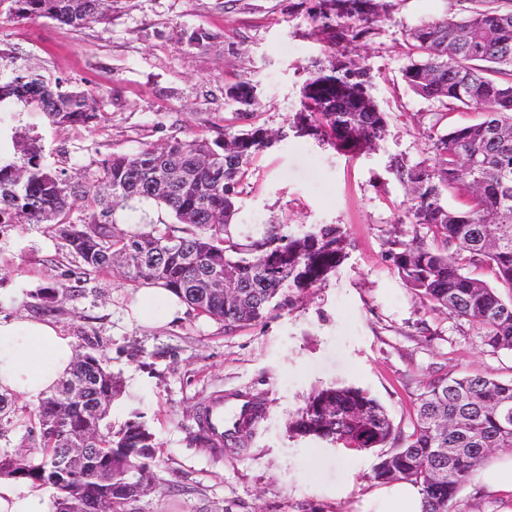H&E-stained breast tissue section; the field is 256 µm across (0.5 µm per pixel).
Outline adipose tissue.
Listing matches in <instances>:
<instances>
[{
	"label": "adipose tissue",
	"mask_w": 512,
	"mask_h": 512,
	"mask_svg": "<svg viewBox=\"0 0 512 512\" xmlns=\"http://www.w3.org/2000/svg\"><path fill=\"white\" fill-rule=\"evenodd\" d=\"M185 310V302L172 290L147 283L134 292L128 315L152 327L182 317ZM75 357L71 337L50 319L0 314V393L39 400L69 376ZM55 510V499L44 488L0 477V512Z\"/></svg>",
	"instance_id": "ef3b65f1"
}]
</instances>
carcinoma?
Wrapping results in <instances>:
<instances>
[{"mask_svg": "<svg viewBox=\"0 0 512 512\" xmlns=\"http://www.w3.org/2000/svg\"><path fill=\"white\" fill-rule=\"evenodd\" d=\"M19 21L41 18L74 28L112 19V0H11ZM461 12L420 21L405 30L409 52L401 80L430 103V156L403 157L389 170L405 186V219L423 226L431 240L414 234L388 250L394 270L431 312L474 324L482 343L512 350V0H457ZM311 35L320 36L332 58L329 73L309 71L297 131L344 153L371 148L388 131V115L372 96L374 68L350 48L375 39L393 0H302ZM226 97L250 116L256 86L241 81ZM104 99L51 75L32 70L22 57L0 48V112H27L58 128L94 129L105 119ZM475 107L471 125L441 127L447 112ZM11 140L18 157L0 153V232L12 224H47L67 251L95 270L120 268L134 284L151 281L172 289L200 314L233 329L256 321L278 305L285 290L300 292L336 272L346 258L347 237L338 224H316L302 235L284 224L268 225L243 243L232 233L245 167L274 144L262 127L209 140L173 137L136 153H115L91 181L74 180L42 162L34 139L0 124V142ZM174 156L182 178L162 180ZM455 189L469 193L465 209L448 205ZM151 201L172 218L147 230L119 232L114 215L134 200ZM81 207L79 223L71 221ZM488 267L495 283L472 276ZM201 276L234 277L240 292L225 297L195 294ZM507 291L510 297L502 296ZM71 292L64 284L30 293L45 310ZM88 384L84 395L65 397L67 384ZM117 381L92 352L76 356L70 376L40 399L36 456L1 453L0 476L55 491L56 512H134L137 485L154 480V434L138 421L114 433L102 431L118 394ZM265 416L264 399L246 400L224 430L220 448L245 453ZM195 442L215 447L205 412L196 416ZM297 436L330 447L381 453L370 479L406 481L418 489L421 512H456L459 491L498 448H512V382L456 374L430 382L418 395L412 432L401 434L381 403L353 385L317 388L290 423ZM93 451L79 464L64 449L84 440Z\"/></svg>", "mask_w": 512, "mask_h": 512, "instance_id": "cac0c4a2", "label": "carcinoma"}]
</instances>
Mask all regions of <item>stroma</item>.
I'll return each mask as SVG.
<instances>
[{
	"label": "stroma",
	"mask_w": 512,
	"mask_h": 512,
	"mask_svg": "<svg viewBox=\"0 0 512 512\" xmlns=\"http://www.w3.org/2000/svg\"><path fill=\"white\" fill-rule=\"evenodd\" d=\"M458 10L455 0H399L381 34L357 47L374 67V95L389 127L372 150L353 157L293 126L309 69L330 65L300 0H112L110 23L82 28L18 22L10 0H0V43L33 69L106 101L107 119L93 131L35 126L28 115L16 116L14 128L34 130L51 167L82 179L115 153L174 136L213 139L255 124L276 141L242 180L239 230L256 236L268 224L292 232L339 224L347 235V257L335 275L286 293L264 319L228 330L191 309L162 326L130 323L133 286L118 272L86 268L42 224L0 233V313L34 314L31 298L12 291L19 282L71 287L51 317L78 351L96 353L112 371L120 394L109 423L117 431L142 421L155 435V486L135 512H377L387 490L370 478L377 450L289 435V421L313 389L360 386L408 432L429 382L458 373L512 380V350L490 351L474 326L430 312L387 258L395 220L408 205L390 161L421 160L429 145L418 122L429 104L399 76L403 32ZM197 31L205 40L192 41ZM243 80L258 88L247 121L225 98L226 88ZM252 395L264 397L266 417L246 456L190 442L195 417L210 400L223 397L230 413ZM35 408L13 398L1 452L37 448ZM458 499L460 512H512L511 495L473 482Z\"/></svg>",
	"instance_id": "35a3bbf8"
}]
</instances>
